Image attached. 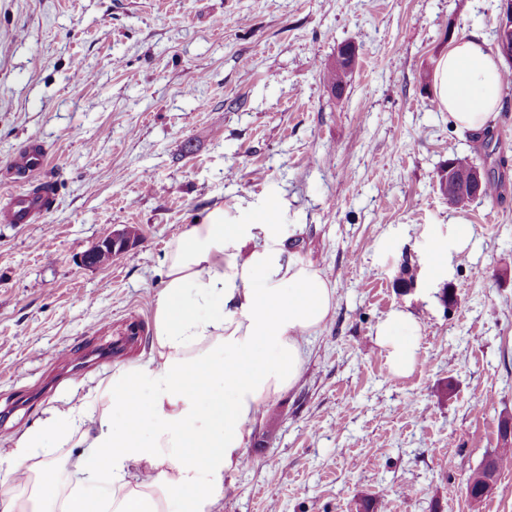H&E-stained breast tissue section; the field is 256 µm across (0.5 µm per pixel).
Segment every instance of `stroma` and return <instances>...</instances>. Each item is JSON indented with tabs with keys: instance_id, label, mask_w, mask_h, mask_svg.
<instances>
[{
	"instance_id": "1",
	"label": "stroma",
	"mask_w": 512,
	"mask_h": 512,
	"mask_svg": "<svg viewBox=\"0 0 512 512\" xmlns=\"http://www.w3.org/2000/svg\"><path fill=\"white\" fill-rule=\"evenodd\" d=\"M502 0H0V195L42 143L54 207L0 224V448L111 378L88 345L141 326L151 352L168 242L220 206L277 216L289 254L336 287L296 387L265 408L223 512H512V464L480 508L469 475L512 421V84L484 137L458 131L420 73L452 38L494 41ZM345 44L342 96L321 69ZM467 156L496 197L449 205L439 177ZM471 229L436 273L434 241ZM140 237L82 265L108 233ZM421 336L390 373L389 312ZM421 327L416 318L405 310H393L378 323L375 342L387 355L390 371L406 375L416 363Z\"/></svg>"
}]
</instances>
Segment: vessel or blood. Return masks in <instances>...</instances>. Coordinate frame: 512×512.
Segmentation results:
<instances>
[{
  "label": "vessel or blood",
  "instance_id": "obj_1",
  "mask_svg": "<svg viewBox=\"0 0 512 512\" xmlns=\"http://www.w3.org/2000/svg\"><path fill=\"white\" fill-rule=\"evenodd\" d=\"M45 158L46 150L38 143L13 156L10 167L15 174L16 190L0 204L1 224H30L53 207L55 199L52 195L27 188L28 182L41 173Z\"/></svg>",
  "mask_w": 512,
  "mask_h": 512
}]
</instances>
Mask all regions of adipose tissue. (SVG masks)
Returning a JSON list of instances; mask_svg holds the SVG:
<instances>
[{
  "label": "adipose tissue",
  "mask_w": 512,
  "mask_h": 512,
  "mask_svg": "<svg viewBox=\"0 0 512 512\" xmlns=\"http://www.w3.org/2000/svg\"><path fill=\"white\" fill-rule=\"evenodd\" d=\"M433 80L460 131H482L503 106L502 59L480 34L455 38ZM164 265L149 357L15 438L0 459L22 488L0 512H222L225 476L241 466L259 412L296 387L336 288L289 256L280 225L231 224L220 206L183 226ZM420 331L404 310L378 323L393 374L412 371ZM76 440L87 454L48 462L51 447Z\"/></svg>",
  "instance_id": "ef3b65f1"
}]
</instances>
